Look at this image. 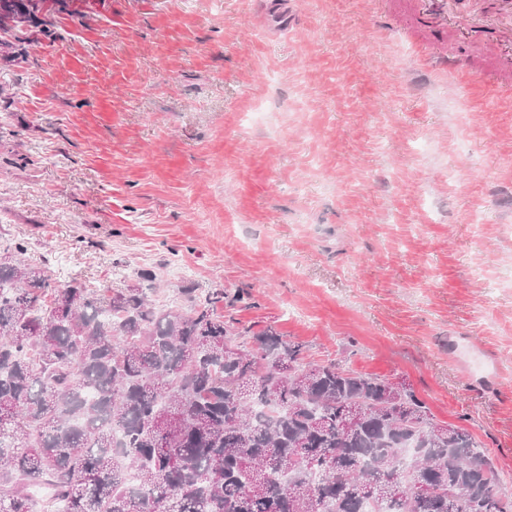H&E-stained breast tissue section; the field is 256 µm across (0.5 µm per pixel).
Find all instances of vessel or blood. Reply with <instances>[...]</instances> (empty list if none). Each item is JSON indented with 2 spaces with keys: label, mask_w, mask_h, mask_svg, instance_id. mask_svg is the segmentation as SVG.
Wrapping results in <instances>:
<instances>
[{
  "label": "vessel or blood",
  "mask_w": 512,
  "mask_h": 512,
  "mask_svg": "<svg viewBox=\"0 0 512 512\" xmlns=\"http://www.w3.org/2000/svg\"><path fill=\"white\" fill-rule=\"evenodd\" d=\"M469 2L480 6L483 13L506 20L508 29L497 33L468 21L457 0H406L404 7L410 22L404 33L413 39L419 38L425 30L436 33L443 48L429 55V64L441 72L462 73L463 84H472L490 74L504 79L512 77V0ZM457 41L471 48L480 58V66L461 72L460 67L465 64V57L449 49L450 44Z\"/></svg>",
  "instance_id": "1"
}]
</instances>
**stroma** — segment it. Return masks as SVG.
Returning <instances> with one entry per match:
<instances>
[{
	"label": "stroma",
	"mask_w": 512,
	"mask_h": 512,
	"mask_svg": "<svg viewBox=\"0 0 512 512\" xmlns=\"http://www.w3.org/2000/svg\"><path fill=\"white\" fill-rule=\"evenodd\" d=\"M397 0H102L0 60V250L98 293L240 294L398 378L487 448L512 497V89H463ZM30 159L13 167L18 156Z\"/></svg>",
	"instance_id": "35a3bbf8"
}]
</instances>
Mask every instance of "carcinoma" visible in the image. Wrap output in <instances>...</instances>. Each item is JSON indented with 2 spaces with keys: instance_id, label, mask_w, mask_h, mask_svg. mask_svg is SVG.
Returning a JSON list of instances; mask_svg holds the SVG:
<instances>
[{
  "instance_id": "cac0c4a2",
  "label": "carcinoma",
  "mask_w": 512,
  "mask_h": 512,
  "mask_svg": "<svg viewBox=\"0 0 512 512\" xmlns=\"http://www.w3.org/2000/svg\"><path fill=\"white\" fill-rule=\"evenodd\" d=\"M0 0V55L54 41L91 0ZM0 259V512H512L467 430L404 382L305 361L269 326L99 295Z\"/></svg>"
}]
</instances>
